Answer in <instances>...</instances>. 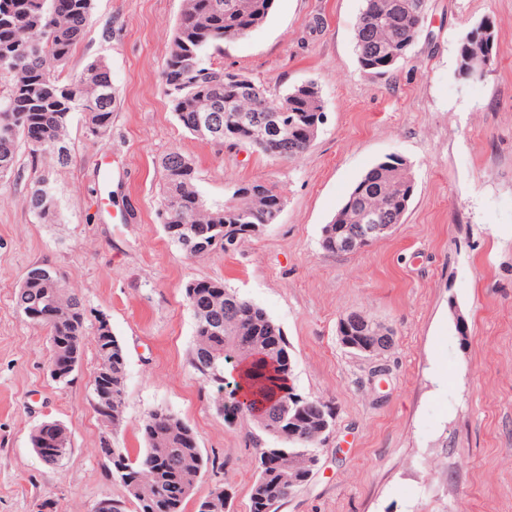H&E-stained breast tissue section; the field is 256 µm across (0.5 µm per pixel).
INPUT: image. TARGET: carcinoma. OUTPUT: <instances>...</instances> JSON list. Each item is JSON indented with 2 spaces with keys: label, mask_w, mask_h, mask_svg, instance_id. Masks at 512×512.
<instances>
[{
  "label": "carcinoma",
  "mask_w": 512,
  "mask_h": 512,
  "mask_svg": "<svg viewBox=\"0 0 512 512\" xmlns=\"http://www.w3.org/2000/svg\"><path fill=\"white\" fill-rule=\"evenodd\" d=\"M418 0H363L355 28V53L362 70L373 77L387 74L406 58L421 36L423 14L414 10ZM274 0H184L179 21L173 31L169 55L163 71L165 94L179 123L197 134L200 114L220 112L229 120L238 112L250 110L245 89L257 85L245 75L216 67L211 52L226 41L246 37L269 16ZM93 0H0V51L17 54V59L0 62V179L15 173L19 143H24L32 162L53 153L56 143L65 151L54 159L65 167L71 160L68 126L71 114L83 112L88 131L95 137L112 127V78L104 61L95 59L76 76L64 74L85 29L92 18ZM485 46L479 31L466 35L460 47L459 71L471 82L486 77L482 69ZM75 83L78 96L72 101L59 88ZM288 111L296 112L302 124L317 123L324 112L319 84L310 79L288 89L281 97ZM209 141L243 144L276 160L296 161L311 146L290 133L277 153H270L249 141L247 136L227 139L219 133ZM161 200L155 216L169 240L183 249V240L198 224L234 227L249 213L253 224H274L275 201L283 194L261 180L233 184L224 204L209 205L201 195L197 171L179 149L160 161ZM415 192L407 162L390 155L370 169L355 186L335 217L322 230V248L336 252V225L355 227L362 223V211L374 206L390 220L403 223ZM27 205L39 219L54 214L55 203L47 188L31 189ZM40 265L30 267L16 293L19 313L32 325L46 330L50 347L51 377L58 383L73 380L83 352L87 326L93 327V342L99 365L108 373L93 379L91 395L103 391L112 395V414L98 413L102 426L112 420V429L124 426L125 377L127 359L109 323L96 317L79 294L61 277L53 284L39 273ZM184 297L196 322L190 358L194 372L207 386L216 404L232 400L236 381L226 380L224 368L239 359L245 363L251 380V394L267 404L264 412L247 413L268 438L281 447L255 448L256 476L251 487L250 512L262 508L278 509L292 493L309 480V473L288 480V456L318 452L325 434L321 433L322 410L329 402L303 396L297 410L301 432L286 438L278 419L283 401L297 393L288 366V342L279 325L265 309L224 286L221 279H199L184 286ZM247 336L251 346L236 343ZM147 448L135 458L112 449L108 460L112 478L125 488L135 512H182L188 500L184 488H195L207 466L194 429L165 411H151L139 423ZM70 451L69 436L37 454L48 465H57ZM227 496L219 487L199 500L196 512H228Z\"/></svg>",
  "instance_id": "cac0c4a2"
}]
</instances>
